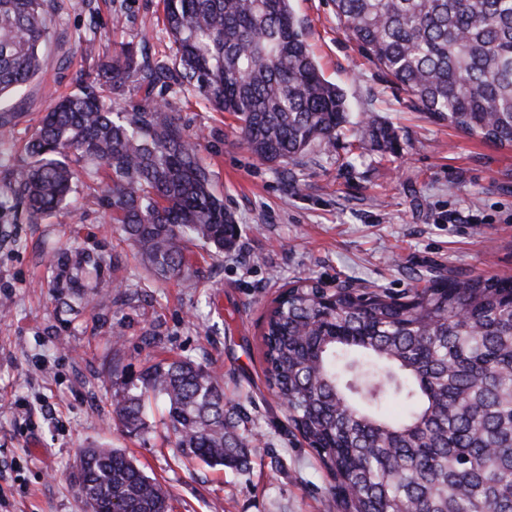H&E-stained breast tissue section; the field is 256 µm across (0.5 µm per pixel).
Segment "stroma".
Listing matches in <instances>:
<instances>
[{"label":"stroma","instance_id":"35a3bbf8","mask_svg":"<svg viewBox=\"0 0 512 512\" xmlns=\"http://www.w3.org/2000/svg\"><path fill=\"white\" fill-rule=\"evenodd\" d=\"M291 8L350 121L369 114L392 126L395 153L358 149L346 131L294 163H261L234 116L173 79L161 0H45L43 72L0 102L11 118L0 129V512H83L74 473L93 446L137 460L168 491L170 512H336L316 455L265 383L260 325L279 289L310 277L400 294L433 266L512 277V149L418 109L346 37L333 0ZM127 45L155 74V100L198 134L240 228L232 249L191 247L179 278L153 277L119 243L100 201L104 173L39 221L10 191L37 117ZM174 358L223 375L225 400L261 435L247 471L182 458L159 401L140 434L114 427L108 373L135 377Z\"/></svg>","mask_w":512,"mask_h":512}]
</instances>
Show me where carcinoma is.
Listing matches in <instances>:
<instances>
[{
  "label": "carcinoma",
  "mask_w": 512,
  "mask_h": 512,
  "mask_svg": "<svg viewBox=\"0 0 512 512\" xmlns=\"http://www.w3.org/2000/svg\"><path fill=\"white\" fill-rule=\"evenodd\" d=\"M44 0H0V98L44 67ZM178 75L240 121L260 161L288 164L329 147L346 99L310 56L290 0H162ZM346 36L438 121L512 148V0H334ZM153 73L132 50L85 72L26 141L14 192L31 218L51 214L86 175L109 170L103 205L121 241L154 274H186V245L219 250L237 225L198 159L196 135L151 100ZM145 80L129 109L107 98ZM355 141L397 150L367 115ZM402 294L349 284L326 294L288 283L261 326L264 375L331 481L336 512H512V278L429 269ZM187 460L245 471V422L225 408L218 373L160 360L117 383L112 420L146 427L151 400ZM397 402L392 418L384 405ZM83 512H169L156 479L117 448H87L75 480Z\"/></svg>",
  "instance_id": "carcinoma-1"
}]
</instances>
